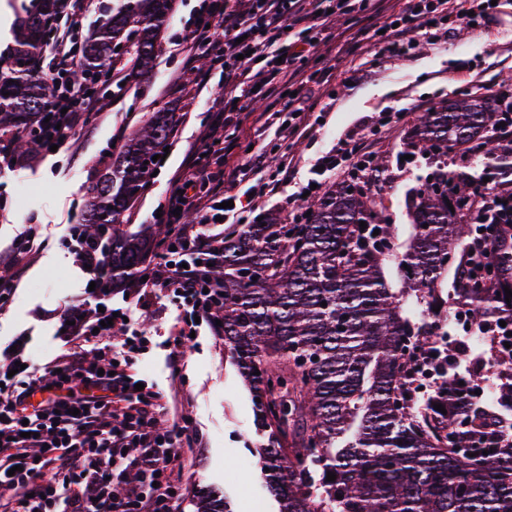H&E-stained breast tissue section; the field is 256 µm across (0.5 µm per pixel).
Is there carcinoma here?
I'll list each match as a JSON object with an SVG mask.
<instances>
[{"mask_svg":"<svg viewBox=\"0 0 512 512\" xmlns=\"http://www.w3.org/2000/svg\"><path fill=\"white\" fill-rule=\"evenodd\" d=\"M173 0H125L84 50L80 71L103 73L117 46L134 70L151 66ZM55 0H34L20 18L14 47L0 71V136L17 155L38 146L37 127L48 94L31 63L49 38ZM502 97L489 92L440 102L419 113L406 138L439 162L431 181L414 190L413 243L388 259L387 236L373 235L377 213L361 181L343 180L308 205L304 224L266 217L224 239V348L250 386L268 433L266 477L281 512H512V447L462 454L490 431L492 416L471 399L462 406L410 397L423 361L419 349L435 335L436 316L418 322L403 302L434 307L440 280L454 265L459 303L479 318L506 316L512 306V250H491V276L477 286L466 245L479 224H504L509 214L480 210L470 176L448 177V160L479 155L512 174V147L494 136ZM172 128L158 113L112 157V170L93 187L97 199L85 235L105 238L112 283L136 277L155 242L172 233L151 224L130 234L123 213L144 189L152 157ZM366 222L367 228L360 227ZM396 264L410 293L396 294L382 277ZM326 306H321V302ZM336 474L333 481L327 473ZM341 498H336V495ZM197 512H231L210 494Z\"/></svg>","mask_w":512,"mask_h":512,"instance_id":"obj_1","label":"carcinoma"}]
</instances>
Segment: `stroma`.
Returning a JSON list of instances; mask_svg holds the SVG:
<instances>
[{"label": "stroma", "mask_w": 512, "mask_h": 512, "mask_svg": "<svg viewBox=\"0 0 512 512\" xmlns=\"http://www.w3.org/2000/svg\"><path fill=\"white\" fill-rule=\"evenodd\" d=\"M197 4L198 0H175L162 26L160 53L127 89L109 88L110 112L93 118L58 154L36 152L16 166L0 167V206L10 212L8 222H0V250L11 249L21 224L40 225L45 240L32 255L23 281L0 303V372L20 363L31 370L41 368L71 348L61 331V317L81 295L83 275L63 239L71 220L87 219L90 188L111 166L110 149L124 146L154 113H167L169 120L179 124L177 135L169 139L166 164L124 214L128 231L135 232L151 223L152 211L167 196L170 179L181 172L197 148L224 81L219 73L205 88L195 87L192 75L181 70L172 52L181 18ZM501 9L500 27L479 34L458 30L446 52L423 44L405 62L374 54L363 43L340 54L332 45L320 46L312 64L329 63L340 73L360 64L365 73L355 88L335 86L338 99L334 105L312 99L310 105L315 113L323 114V122L298 140L273 136L272 147L277 154L290 153L304 161L330 151L338 140L374 129L378 142L367 164L389 169L396 176L395 182L375 195L380 221L390 225L395 251L405 252L411 228L406 199L428 173L420 156H404L412 109L421 101L432 105L461 97L478 79L501 84L512 76V0H503ZM175 315V307L162 295L141 313L150 341L136 369L149 386L160 391L171 386L167 336ZM183 364L180 397L202 446L193 462L182 469L187 492L176 512H195L197 493L209 489L221 492L233 512H279L259 453L267 433L230 354L204 329L186 350Z\"/></svg>", "instance_id": "1"}]
</instances>
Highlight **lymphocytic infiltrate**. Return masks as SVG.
Here are the masks:
<instances>
[{"instance_id": "lymphocytic-infiltrate-1", "label": "lymphocytic infiltrate", "mask_w": 512, "mask_h": 512, "mask_svg": "<svg viewBox=\"0 0 512 512\" xmlns=\"http://www.w3.org/2000/svg\"><path fill=\"white\" fill-rule=\"evenodd\" d=\"M500 15L491 0H202L182 26L176 52L185 66L197 56L209 58L203 82L212 80L214 70L224 74L217 99L220 118L207 125L202 138L208 149L233 132L263 134L279 119L290 135L303 136L311 120L306 101L333 79L332 67L313 71L305 61L319 45L344 40L336 27L340 18L355 20L358 39L375 53L406 61L419 39L439 50L459 26L488 30L499 25ZM50 27V41L32 62L34 73L47 77L50 87L43 110L48 122L39 129L45 151L65 145L93 114L111 105L93 91L92 80L74 77L84 49L77 39L83 16L74 0H58ZM257 97L269 99L271 108L249 111L247 101ZM365 153L362 140L338 143L316 158L323 175L309 185L297 183L298 170L287 159L274 179L261 180L273 156L257 147L232 168L234 181L248 187L230 208L224 205L219 176L193 155L161 205V220L172 225V237L158 244L148 279L135 288L133 302L102 313L71 304L63 318L79 347L50 362L44 374L0 384V512H174L185 489L176 463L198 447L199 438L163 395L139 387L135 364L144 336L135 330L129 338L112 341L108 318L133 317L156 292L167 291L176 305L189 310L172 327L173 363H180L198 321L223 337L218 321L224 289L216 269L223 224L246 223L265 198L289 183H297L303 194L314 185L325 188L328 177L358 172ZM178 208L194 212V223H182L174 214ZM83 234V226H72L66 247L84 267L87 281L102 283L108 277L102 248L83 241ZM91 339L98 342L94 351L82 349V342ZM431 351L445 364L438 392L453 385L463 397L487 382L485 357L464 341L437 340ZM121 484L127 492L115 493Z\"/></svg>"}]
</instances>
